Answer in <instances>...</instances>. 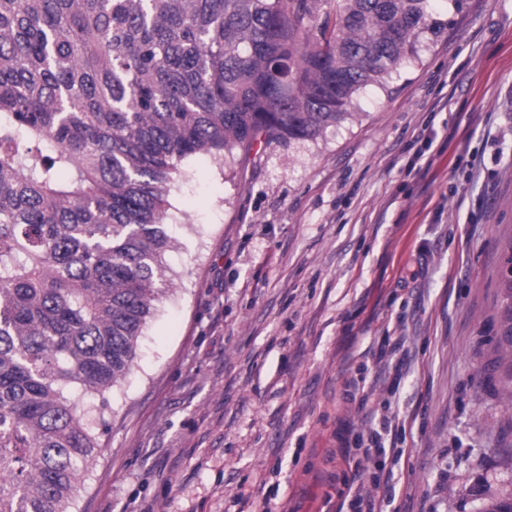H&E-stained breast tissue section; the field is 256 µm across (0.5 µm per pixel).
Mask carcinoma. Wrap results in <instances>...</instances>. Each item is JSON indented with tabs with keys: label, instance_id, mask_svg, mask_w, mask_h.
<instances>
[{
	"label": "carcinoma",
	"instance_id": "1",
	"mask_svg": "<svg viewBox=\"0 0 512 512\" xmlns=\"http://www.w3.org/2000/svg\"><path fill=\"white\" fill-rule=\"evenodd\" d=\"M429 2L0 0V512H72L99 445L64 388L130 373L181 163L317 140L440 29Z\"/></svg>",
	"mask_w": 512,
	"mask_h": 512
}]
</instances>
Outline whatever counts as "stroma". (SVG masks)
Segmentation results:
<instances>
[{"mask_svg": "<svg viewBox=\"0 0 512 512\" xmlns=\"http://www.w3.org/2000/svg\"><path fill=\"white\" fill-rule=\"evenodd\" d=\"M416 54L313 142L181 165L130 374L70 388L100 451L74 512H487L512 238V0H433ZM429 168H416L422 150ZM386 452L364 457L371 432ZM502 304L498 320V346L510 356V365L505 369L508 377V395L512 401V239L503 246Z\"/></svg>", "mask_w": 512, "mask_h": 512, "instance_id": "stroma-1", "label": "stroma"}]
</instances>
